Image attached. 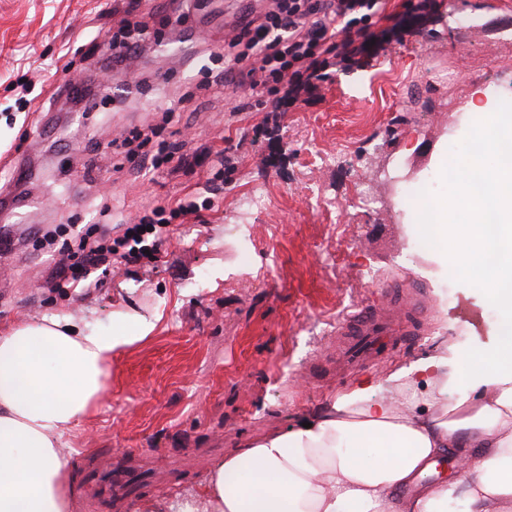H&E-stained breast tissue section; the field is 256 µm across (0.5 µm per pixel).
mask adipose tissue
<instances>
[{
  "mask_svg": "<svg viewBox=\"0 0 512 512\" xmlns=\"http://www.w3.org/2000/svg\"><path fill=\"white\" fill-rule=\"evenodd\" d=\"M463 110L479 113L512 144V113L474 88ZM466 156L451 193L426 204L433 248L454 273L479 278L500 313L486 348L468 347L394 372L434 390L382 399L361 382L330 410L282 433L244 443L216 462L180 502L145 501L142 512H512V156ZM154 318L117 311L109 326L35 317L0 332V512H68L69 437L104 387L114 352L148 337ZM423 412H416V405ZM455 452L461 478L400 491Z\"/></svg>",
  "mask_w": 512,
  "mask_h": 512,
  "instance_id": "adipose-tissue-1",
  "label": "adipose tissue"
}]
</instances>
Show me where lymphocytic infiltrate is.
<instances>
[{
  "label": "lymphocytic infiltrate",
  "mask_w": 512,
  "mask_h": 512,
  "mask_svg": "<svg viewBox=\"0 0 512 512\" xmlns=\"http://www.w3.org/2000/svg\"><path fill=\"white\" fill-rule=\"evenodd\" d=\"M267 12L237 20L234 34L224 42V64L208 70L201 90L218 93L227 87H246L260 97L266 121L316 95L330 79L328 60L336 48L355 56L368 44L387 46L398 38L397 26L374 30V17L384 15L388 0H272ZM139 0H129L128 17L112 34L117 54L104 67L123 65L139 55L151 25L137 15ZM251 102L241 103L249 112ZM212 197L173 196L156 206L138 223L127 225L121 238L106 244L81 235L76 263L60 258L52 272L54 287L77 288L92 271L107 269L113 255L130 263L151 265L161 258V234L172 224L201 222V209L214 208Z\"/></svg>",
  "instance_id": "1"
}]
</instances>
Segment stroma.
Masks as SVG:
<instances>
[{
	"mask_svg": "<svg viewBox=\"0 0 512 512\" xmlns=\"http://www.w3.org/2000/svg\"><path fill=\"white\" fill-rule=\"evenodd\" d=\"M405 14L400 41L337 65L317 98L286 112L266 133L260 112H228L210 95L182 112L180 139L236 142L223 202L203 223L174 227L156 265L115 264L97 286L52 288L67 243L91 224L121 235L153 202L204 196L211 160L189 172L144 174L119 142L147 129L179 91L200 81L196 65L224 51V25L259 0H142L165 5L161 38L141 56L146 89L95 82L96 61L116 20L113 0H0V332L33 316L72 315L96 325L128 310L157 316L152 335L116 352L105 387L74 430V471L95 451L113 459L152 452V480L112 502L138 512L149 499L188 496L224 454L323 413L359 382L452 347L491 344L497 309L483 281L449 274L423 226L422 201L451 192L449 144L467 148L466 118L449 111L473 87L512 112V0H434ZM29 91H21L19 77ZM79 81L90 112L58 98ZM332 154L322 163L323 154ZM418 169L414 194L394 210L358 206L361 179L384 167ZM265 209L244 213L251 194ZM417 286L425 330L394 354L336 378V318L380 300L391 282Z\"/></svg>",
	"mask_w": 512,
	"mask_h": 512,
	"instance_id": "35a3bbf8",
	"label": "stroma"
}]
</instances>
